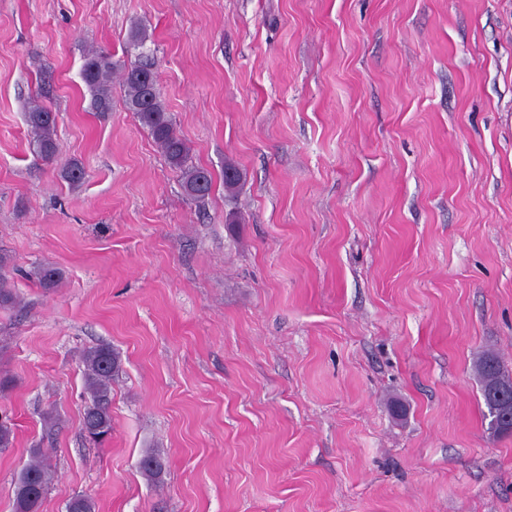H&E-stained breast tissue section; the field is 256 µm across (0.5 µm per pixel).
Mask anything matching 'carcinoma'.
<instances>
[{
	"label": "carcinoma",
	"mask_w": 512,
	"mask_h": 512,
	"mask_svg": "<svg viewBox=\"0 0 512 512\" xmlns=\"http://www.w3.org/2000/svg\"><path fill=\"white\" fill-rule=\"evenodd\" d=\"M122 69V85L125 100L140 124L146 127L157 147L171 167L180 172L183 187L188 195L204 198L212 189L211 174L191 161V146L174 127L156 88L153 62L140 56L135 61L121 65L112 61V56L103 51L85 57L81 75L92 96V106L98 112L112 110V73ZM25 121L32 135V143L38 154L54 160L59 153L55 139L56 114L35 106L25 114ZM242 175L231 162L224 164V188L232 192L241 183ZM9 259L0 255V309H9L19 303V296L9 285ZM39 284L44 288H55L62 277L61 271L44 265L36 272ZM84 388L89 395L82 414V431L95 443H104L112 435V382L121 371V358L109 345H95L82 354ZM484 404L490 417L489 429L495 435H506L512 431V419H506L497 396L491 394L490 385L496 392L512 397V377L505 374L499 358L492 352L484 353L476 363ZM15 438V423L7 416L0 417V448H10ZM31 459L18 473L14 481V512L25 505L24 512H42L45 494L54 479L51 466L44 463L41 449L30 450ZM141 473L149 479L159 478L165 469L164 459L153 452L145 453L139 463Z\"/></svg>",
	"instance_id": "cac0c4a2"
}]
</instances>
